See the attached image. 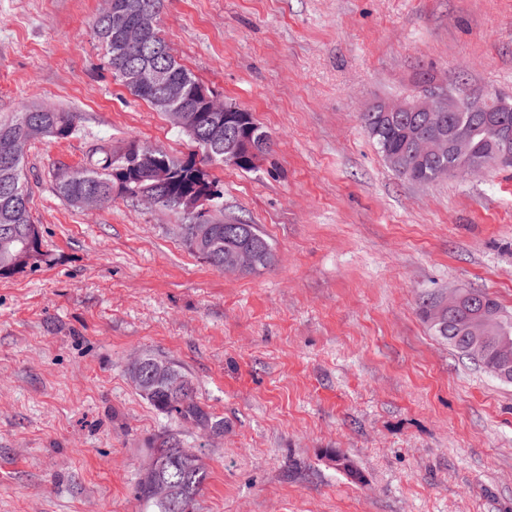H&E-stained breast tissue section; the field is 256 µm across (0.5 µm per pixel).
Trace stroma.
<instances>
[{
  "label": "stroma",
  "mask_w": 512,
  "mask_h": 512,
  "mask_svg": "<svg viewBox=\"0 0 512 512\" xmlns=\"http://www.w3.org/2000/svg\"><path fill=\"white\" fill-rule=\"evenodd\" d=\"M101 7L0 0V113L80 116L27 150L45 259L0 278V512H152L135 486L165 432L208 465L196 512H512V384L418 312L462 287L512 309V168L415 184L360 120L430 80L512 96V0H166L178 62L274 140L254 171L210 168L275 248L252 274L210 267L174 215L57 194L98 144L192 148L113 79ZM146 351L222 430L138 394Z\"/></svg>",
  "instance_id": "35a3bbf8"
}]
</instances>
